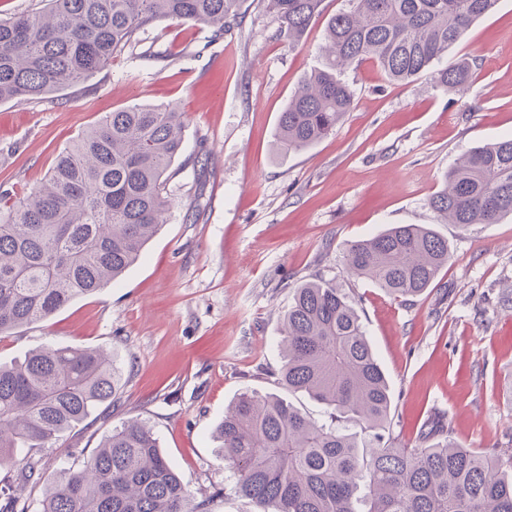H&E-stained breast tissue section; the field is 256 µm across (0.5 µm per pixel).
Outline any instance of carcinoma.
<instances>
[{
    "label": "carcinoma",
    "instance_id": "obj_1",
    "mask_svg": "<svg viewBox=\"0 0 512 512\" xmlns=\"http://www.w3.org/2000/svg\"><path fill=\"white\" fill-rule=\"evenodd\" d=\"M0 19V103L43 98L92 77L161 21L220 31L240 0H42ZM323 0H268L281 31L299 41ZM498 0H349L326 24L322 67L278 117L280 151L332 132L354 101L343 74L364 61L394 82L430 73L464 91L469 62L434 70ZM183 113L135 105L110 113L63 151L30 194L0 195V335L50 319L136 262L168 207L169 168L183 146ZM444 224L467 228L512 215V137L462 154L429 199ZM448 239L396 224L346 251L347 271L394 298L424 293L448 264ZM279 383L331 409L319 423L276 395L243 392L218 427L236 493L260 512H512V453L477 454L441 426L408 448L390 437V387L361 317L333 280L295 289L283 318ZM123 369L100 347L51 346L0 364V467L18 448H49L120 390ZM358 431L349 433L341 424ZM368 489L367 509L357 492ZM150 427L112 429L79 467L46 482L40 512H203ZM0 512H26L12 487Z\"/></svg>",
    "mask_w": 512,
    "mask_h": 512
}]
</instances>
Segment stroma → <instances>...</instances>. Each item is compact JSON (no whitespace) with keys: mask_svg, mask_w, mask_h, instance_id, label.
<instances>
[{"mask_svg":"<svg viewBox=\"0 0 512 512\" xmlns=\"http://www.w3.org/2000/svg\"><path fill=\"white\" fill-rule=\"evenodd\" d=\"M347 7L324 0L295 46L267 0H243L222 34L157 22L90 79L0 103V193L17 197L108 113L173 104L185 121L169 208L141 259L98 294L0 336L2 363L41 345H82L107 349L126 370L120 393L75 430L0 468L1 485L38 463L39 479L19 493L28 512H40L61 465L80 466L130 419L152 428L206 512H257L235 494L213 432L246 391L329 420L323 404L276 381L293 292L319 278L336 280L362 319L399 442L415 446L438 420L472 451L512 450V218L462 229L428 206L463 152L512 135V0L440 58L442 68L472 62L465 93L426 74L393 84L365 62L345 74L354 107L335 130L280 152L278 115L319 67L328 16ZM393 224L427 225L450 247L432 286L406 301L345 272L347 243Z\"/></svg>","mask_w":512,"mask_h":512,"instance_id":"obj_1","label":"stroma"}]
</instances>
